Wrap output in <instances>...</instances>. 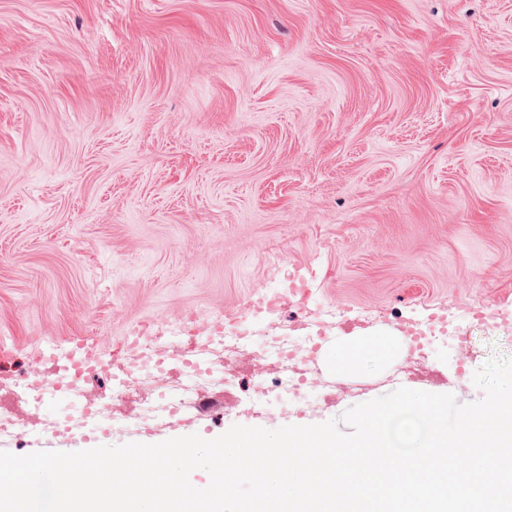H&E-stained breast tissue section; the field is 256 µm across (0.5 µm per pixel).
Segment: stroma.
I'll list each match as a JSON object with an SVG mask.
<instances>
[{
	"label": "stroma",
	"mask_w": 512,
	"mask_h": 512,
	"mask_svg": "<svg viewBox=\"0 0 512 512\" xmlns=\"http://www.w3.org/2000/svg\"><path fill=\"white\" fill-rule=\"evenodd\" d=\"M295 273L264 336L392 337L340 374L314 355L305 406L257 407L273 362L198 388L179 435L323 423L406 387L479 401L475 372L512 357V0H0V414L26 398L45 342L122 360L127 329L185 346ZM491 312L478 319L475 307ZM447 315L454 349L411 356ZM85 395L124 423L152 386ZM415 346L413 354L417 359L429 357L430 350L439 343H456L460 336L456 331L448 332L447 323L442 316H432L426 322L412 330Z\"/></svg>",
	"instance_id": "stroma-1"
}]
</instances>
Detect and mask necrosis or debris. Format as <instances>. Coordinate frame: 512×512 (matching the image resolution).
I'll return each mask as SVG.
<instances>
[{
    "mask_svg": "<svg viewBox=\"0 0 512 512\" xmlns=\"http://www.w3.org/2000/svg\"><path fill=\"white\" fill-rule=\"evenodd\" d=\"M324 326L322 318L310 320L304 327L303 336L298 338L258 335L242 319L214 328L204 344L205 356L199 357L196 364H185V380L178 385L159 382L158 375L170 360L181 358L179 345L163 346L150 337L142 340L136 355L123 365L115 367L107 362L103 369L112 372L113 390L117 393L128 392L145 383L156 384L155 400L135 418L139 424H154L186 412L201 383L231 381L234 376L232 357L244 349L250 350L256 360H271L278 365L275 382L270 383L263 378L255 380L259 402L275 397L297 405L306 402L316 392L309 364L323 341Z\"/></svg>",
    "mask_w": 512,
    "mask_h": 512,
    "instance_id": "obj_1",
    "label": "necrosis or debris"
}]
</instances>
